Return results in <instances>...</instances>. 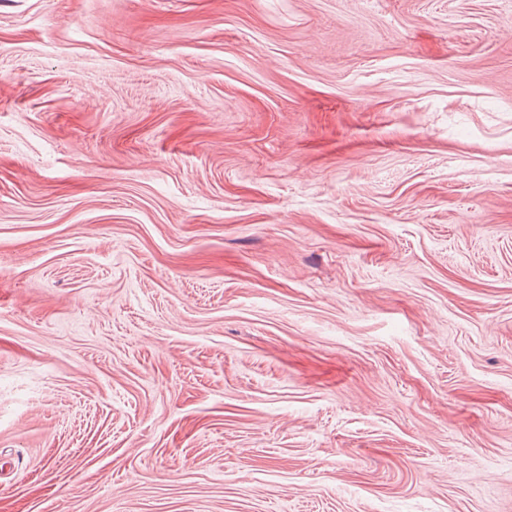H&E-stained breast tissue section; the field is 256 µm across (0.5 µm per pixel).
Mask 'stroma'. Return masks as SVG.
Returning <instances> with one entry per match:
<instances>
[{"mask_svg":"<svg viewBox=\"0 0 512 512\" xmlns=\"http://www.w3.org/2000/svg\"><path fill=\"white\" fill-rule=\"evenodd\" d=\"M0 512H512V0H0Z\"/></svg>","mask_w":512,"mask_h":512,"instance_id":"stroma-1","label":"stroma"}]
</instances>
